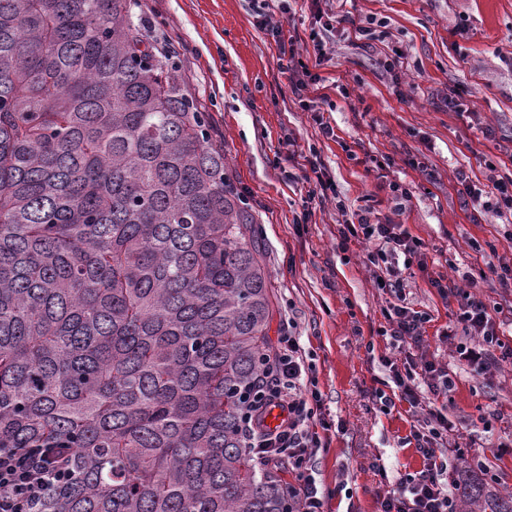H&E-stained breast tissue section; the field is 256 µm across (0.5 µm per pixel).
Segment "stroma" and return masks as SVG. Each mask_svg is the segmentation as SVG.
I'll use <instances>...</instances> for the list:
<instances>
[{
	"label": "stroma",
	"mask_w": 512,
	"mask_h": 512,
	"mask_svg": "<svg viewBox=\"0 0 512 512\" xmlns=\"http://www.w3.org/2000/svg\"><path fill=\"white\" fill-rule=\"evenodd\" d=\"M252 8L253 0H138L136 12L161 51L180 61L237 192L263 228L277 298L270 336L295 324L315 368L320 413L334 425L327 450L313 458L327 512H377L385 481L423 465L405 442L414 423L407 404L384 412L373 398L388 380L382 360L393 353L384 335L389 297L374 286L367 245L338 233L345 215L365 209L426 244L423 265L402 275L412 307L431 316L428 357L456 380L436 402L468 450L449 467L479 458L497 489L512 492V363L478 376L458 360L464 333H440L457 326L460 299L441 300L429 285L441 274L488 304L512 302L495 272L512 260V240L501 219L466 205L456 181L460 172L484 185L512 177V0H323L332 54L319 70L325 97L313 110L333 127L331 138L279 68L280 42L301 51L310 44L311 0H288L275 13L277 41L255 26ZM345 14L361 24L375 19V39H345ZM397 50L405 67L395 77L383 64ZM452 92L468 95L473 117L447 110ZM312 154L335 196L314 197L317 180L296 166V157ZM394 183L410 191L400 211Z\"/></svg>",
	"instance_id": "stroma-1"
}]
</instances>
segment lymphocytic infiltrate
I'll use <instances>...</instances> for the list:
<instances>
[{"mask_svg":"<svg viewBox=\"0 0 512 512\" xmlns=\"http://www.w3.org/2000/svg\"><path fill=\"white\" fill-rule=\"evenodd\" d=\"M280 58L283 70L291 77L293 93L302 107H309L308 94L317 90L320 81L318 70L329 60L325 41L314 39L313 54L308 58H301L292 45L281 48ZM457 181L474 210L512 215L511 177L494 181L488 190L463 173ZM339 233L342 240L358 238L372 244L370 263L384 267L380 288L394 298L385 310L389 324L385 334L405 356L400 361L384 357L393 387L381 400L388 405L396 400L408 404L416 420L410 437L423 459L420 471L402 475L394 487L379 495L378 512H462L451 491L457 475L449 470L447 458H464L465 450L451 442L448 417L434 404L436 398L454 391L456 383L447 368L423 353L424 325L429 316L408 306L406 282L398 267L400 261L422 255L426 245L405 225L375 223L365 214L357 223L341 225ZM462 299L460 320L470 341L457 346L459 356L479 375L512 360V343L499 334L501 307H489L467 293ZM305 359L298 336L288 332L280 337L264 362L265 381L254 390L244 428L258 457L287 458L291 512H325V495L317 487L310 460L327 448L332 425L318 416L321 395L317 388L302 385L311 371ZM273 407L282 410L283 419L272 429L266 424V415ZM62 467V460L50 457L44 448H0V512H35L43 491Z\"/></svg>","mask_w":512,"mask_h":512,"instance_id":"f902f5d3","label":"lymphocytic infiltrate"}]
</instances>
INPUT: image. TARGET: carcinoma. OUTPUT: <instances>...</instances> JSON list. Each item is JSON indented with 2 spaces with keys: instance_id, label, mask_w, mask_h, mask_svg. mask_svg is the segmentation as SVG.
<instances>
[{
  "instance_id": "1",
  "label": "carcinoma",
  "mask_w": 512,
  "mask_h": 512,
  "mask_svg": "<svg viewBox=\"0 0 512 512\" xmlns=\"http://www.w3.org/2000/svg\"><path fill=\"white\" fill-rule=\"evenodd\" d=\"M135 2L0 0V448L65 458L36 512H288L241 432L262 232Z\"/></svg>"
}]
</instances>
